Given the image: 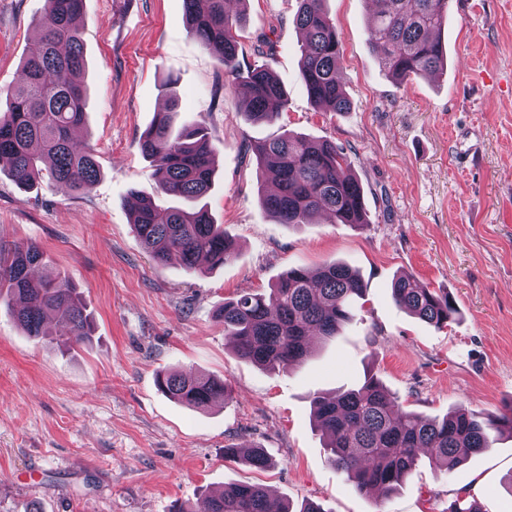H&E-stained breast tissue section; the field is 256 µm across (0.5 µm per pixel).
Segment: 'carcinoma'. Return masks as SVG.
<instances>
[{"instance_id":"1","label":"carcinoma","mask_w":512,"mask_h":512,"mask_svg":"<svg viewBox=\"0 0 512 512\" xmlns=\"http://www.w3.org/2000/svg\"><path fill=\"white\" fill-rule=\"evenodd\" d=\"M84 0H46L39 20L41 36L20 66L16 86L0 113V171L18 184L32 187L46 175L73 192L88 189L98 179L94 153L71 140V131L85 123L84 44L77 19ZM190 33L224 68V76L246 93L241 107L253 122L274 123L288 104L287 92L265 64L242 66L236 30L241 14L230 0H184ZM296 24L304 32L300 78L315 106L345 112L349 102L338 78L342 42L324 0H299ZM368 41L397 84L447 64V50L437 33L448 25V0H370ZM159 114L140 139V150L155 166L154 193L135 192L134 231L152 257L162 263L178 257L192 270L205 261L222 266L235 255L224 228L199 204L211 189L214 150L208 133L188 125L171 130L170 112ZM250 149L258 164L273 174L274 190L263 207L280 224H305L319 212L338 224L367 223L364 189L343 150L285 131L256 141ZM176 196L185 206L165 209L153 194ZM43 252L33 243L0 241V301L12 304L16 322L35 339L52 335L49 314L68 315L63 344L73 346L90 335L91 321L82 296L62 278H41ZM365 285L349 265L332 262L312 273L294 267L267 293H246L224 302L219 318L224 335L234 341L236 354L264 368L286 371L308 355L312 336L331 340L352 320L355 302ZM394 303L420 320L442 328L457 320L450 293L426 288L411 275L392 284ZM161 392L194 409L205 410L229 393L224 380L168 370L157 380ZM314 417L326 436L325 448L337 469L360 491L389 494L415 469L419 453L427 451L438 469H451L469 455L486 452L504 432L512 434V407L499 414L465 410L441 419L400 410L373 375L357 388L333 396L312 398ZM175 512H325L308 503L298 511L285 504L270 509L264 488L250 483L206 494Z\"/></svg>"}]
</instances>
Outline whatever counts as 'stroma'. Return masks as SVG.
I'll list each match as a JSON object with an SVG mask.
<instances>
[{"label": "stroma", "instance_id": "obj_1", "mask_svg": "<svg viewBox=\"0 0 512 512\" xmlns=\"http://www.w3.org/2000/svg\"><path fill=\"white\" fill-rule=\"evenodd\" d=\"M45 0H0V108L37 33ZM342 38L348 111L316 108L301 83L297 0H248L242 63L266 62L288 105L253 124L214 57L190 34L184 0H85L80 27L88 107L79 146L101 168L86 191L49 180L23 191L0 172V236L35 242L44 275L81 293L92 331L68 348L26 336L0 302V512H171L248 482L274 500L325 512H448L457 499L512 512V437L447 470L420 458L400 487L365 494L333 466L311 398L376 376L402 410L442 416L512 407V0H450L440 32L448 67L398 85L367 41L368 0H326ZM174 129L208 131L215 174L205 203L236 246L218 268L152 259L131 224L132 192L155 171L138 146L169 100ZM292 131L344 149L368 222L288 226L262 208L268 189L250 141ZM366 286L353 319L313 340L303 363L269 370L240 359L217 314L289 268L327 262ZM408 273L451 293L460 317L438 328L396 306ZM181 369L223 377L224 404L201 411L157 386ZM258 447L257 469L225 457Z\"/></svg>", "mask_w": 512, "mask_h": 512}]
</instances>
